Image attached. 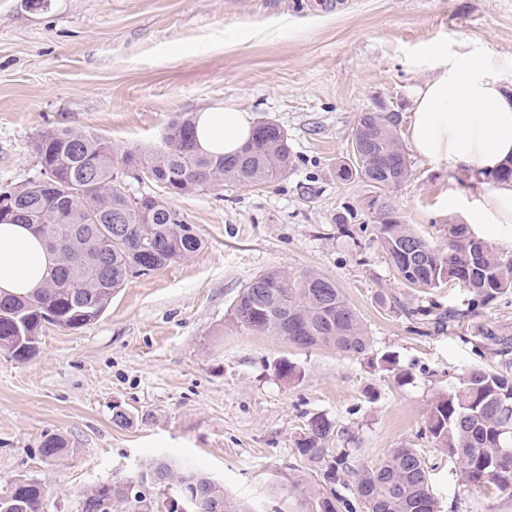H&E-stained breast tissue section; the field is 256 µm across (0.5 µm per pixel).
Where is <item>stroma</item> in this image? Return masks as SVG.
Wrapping results in <instances>:
<instances>
[{
    "label": "stroma",
    "mask_w": 512,
    "mask_h": 512,
    "mask_svg": "<svg viewBox=\"0 0 512 512\" xmlns=\"http://www.w3.org/2000/svg\"><path fill=\"white\" fill-rule=\"evenodd\" d=\"M433 44L492 56L512 92V0H48L41 10L0 0V190L38 175L34 145L46 129L152 149L173 115L217 102L277 124L293 156L273 183L173 198L204 239L200 251L129 278L94 323L47 330L28 361L0 351V493L28 479L45 489L43 512H78L84 491L176 460L249 512H303L299 497L270 486L308 474L295 437L320 413L336 425L332 448L351 449L355 468L413 448L441 512H512L511 496L472 485L426 430L452 377L496 367L465 339L482 328L512 337V297L451 329L383 310L381 292L443 310L466 308L470 293L455 283L404 288L372 238L374 189L339 175L360 114L395 112L410 163L389 193L401 219L438 243L443 226L479 208L488 173L433 162L410 144V89L422 76L407 62ZM346 211L348 224L336 223ZM270 269L332 279L373 351L396 353L410 380L233 324L239 290ZM283 361L297 378L278 377ZM117 404L131 426L113 425ZM50 435L64 436L68 452L44 457Z\"/></svg>",
    "instance_id": "1"
}]
</instances>
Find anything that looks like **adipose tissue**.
Here are the masks:
<instances>
[{
    "mask_svg": "<svg viewBox=\"0 0 512 512\" xmlns=\"http://www.w3.org/2000/svg\"><path fill=\"white\" fill-rule=\"evenodd\" d=\"M410 139L437 162L496 169L512 157V96L504 92L497 62L487 56L448 54L433 47L414 56ZM197 144L206 154H236L251 137L250 112L229 103L195 116ZM54 255L22 224H0V295H32L44 287Z\"/></svg>",
    "mask_w": 512,
    "mask_h": 512,
    "instance_id": "1",
    "label": "adipose tissue"
}]
</instances>
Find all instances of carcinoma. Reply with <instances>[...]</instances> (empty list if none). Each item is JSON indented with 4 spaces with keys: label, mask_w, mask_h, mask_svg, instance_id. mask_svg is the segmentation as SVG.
<instances>
[{
    "label": "carcinoma",
    "mask_w": 512,
    "mask_h": 512,
    "mask_svg": "<svg viewBox=\"0 0 512 512\" xmlns=\"http://www.w3.org/2000/svg\"><path fill=\"white\" fill-rule=\"evenodd\" d=\"M350 164L340 176L368 182L377 195L368 201L373 234L400 280L408 288H438L466 266L463 284L475 296L471 313L512 294V258L462 224L446 229L442 249L397 216L387 194L409 176L410 164L392 112H364L353 136ZM39 175L0 192V223L28 224L40 235L56 265L44 288L33 296H0V350L18 361L35 354L46 329H79L105 312L112 294L136 275L161 269L199 251L204 242L185 223L170 200L224 185L269 184L288 171V138L274 123L263 122L241 151L212 156L198 150L194 118L176 115L167 125L163 146L152 151H118L110 142L67 127L42 132L35 144ZM144 170L142 183L152 192L133 194L116 181V165ZM381 308L412 314L396 295L377 297ZM238 326L280 333L298 346H323L361 355L370 338L364 322L340 288L315 271L299 274L272 269L255 275L238 293L230 313ZM370 366L410 380L398 358L387 352L369 358ZM427 430L464 466L473 485L490 483L512 495V361L497 370L471 369L438 394ZM335 431L326 416L315 414L295 438L298 456L314 468L315 479L296 476L288 492L301 497L304 512H441L428 468L413 448H393L373 468L355 471L350 454H331ZM68 447L61 437L41 443L52 458ZM157 479L184 483L221 512H249L206 473L175 461L148 466ZM355 477L356 497L342 494ZM45 490L32 480L15 481L0 495V512H42ZM112 484L81 496L80 512H114Z\"/></svg>",
    "instance_id": "cac0c4a2"
}]
</instances>
